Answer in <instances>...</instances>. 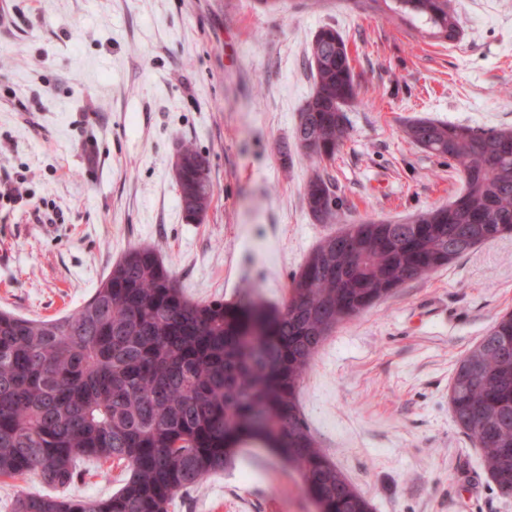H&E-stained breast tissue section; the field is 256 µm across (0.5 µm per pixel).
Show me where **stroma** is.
I'll return each instance as SVG.
<instances>
[{
	"label": "stroma",
	"instance_id": "obj_1",
	"mask_svg": "<svg viewBox=\"0 0 512 512\" xmlns=\"http://www.w3.org/2000/svg\"><path fill=\"white\" fill-rule=\"evenodd\" d=\"M459 35L365 0H0V308L51 318L80 306L131 247L154 248L189 299L281 306L291 277L338 226L304 200L295 147L313 91L310 47L345 39L358 100L323 167L344 223L400 222L447 204V159L403 136L429 118L512 127V0H453ZM207 157L213 198L187 222L171 174L179 143ZM512 311V235L405 283L340 324L300 403L332 463L372 512H512L455 425V368ZM112 463H83L64 496L100 499ZM169 512H317L298 473L260 448L179 493Z\"/></svg>",
	"mask_w": 512,
	"mask_h": 512
}]
</instances>
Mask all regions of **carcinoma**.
Masks as SVG:
<instances>
[{"label": "carcinoma", "mask_w": 512, "mask_h": 512, "mask_svg": "<svg viewBox=\"0 0 512 512\" xmlns=\"http://www.w3.org/2000/svg\"><path fill=\"white\" fill-rule=\"evenodd\" d=\"M404 19L453 41L451 0H393ZM311 96L298 113L297 148L331 161L346 138L344 107L357 100L347 45L332 27L311 47ZM404 135L452 161L461 190L401 224L367 218L324 238L292 278L282 307L188 299L158 253L133 247L76 309L32 319L0 309V478L66 486L79 461L124 466L103 499L19 496L14 512H169L174 497L257 445L294 468L321 512H371L312 435L299 391L327 337L406 282L512 234V127L477 133L418 118ZM206 158L178 146L172 171L185 219L212 203ZM309 212L338 214L328 174L306 183ZM449 405L496 484L512 485V312L499 316L458 363Z\"/></svg>", "instance_id": "carcinoma-1"}]
</instances>
